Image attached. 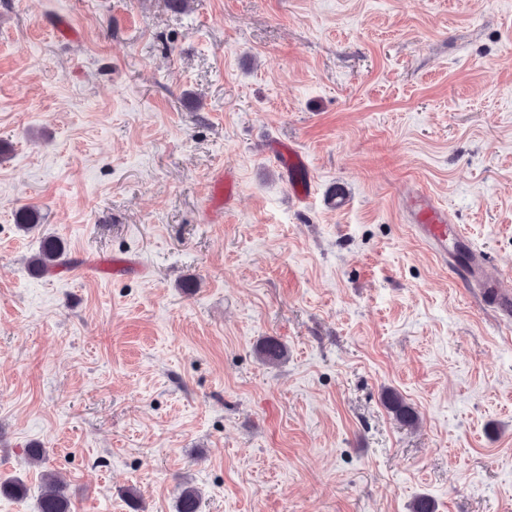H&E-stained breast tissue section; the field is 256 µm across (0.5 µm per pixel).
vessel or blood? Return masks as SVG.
<instances>
[{
    "label": "vessel or blood",
    "instance_id": "obj_1",
    "mask_svg": "<svg viewBox=\"0 0 512 512\" xmlns=\"http://www.w3.org/2000/svg\"><path fill=\"white\" fill-rule=\"evenodd\" d=\"M284 179L288 182L297 204H307L313 194L311 178H308V163L303 153L292 145L278 147ZM404 210L410 216L411 228L438 261L448 268L462 267V284L465 288L478 290L493 302L498 316L512 319V281L504 278L488 280L484 275L486 258L483 252L471 251L465 263H458L455 254L448 250L449 238L465 240L464 229L455 223L448 209L431 195L417 190L406 193L402 199Z\"/></svg>",
    "mask_w": 512,
    "mask_h": 512
}]
</instances>
